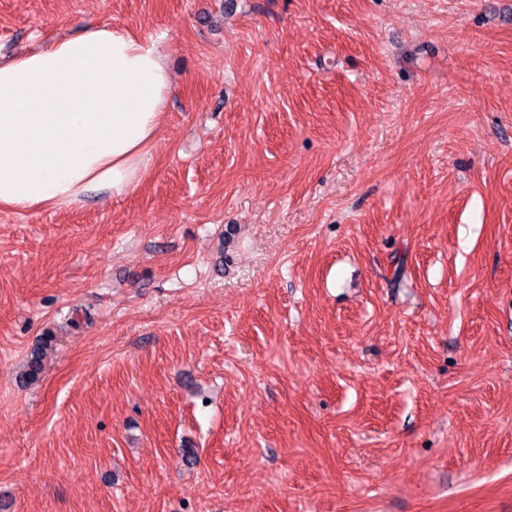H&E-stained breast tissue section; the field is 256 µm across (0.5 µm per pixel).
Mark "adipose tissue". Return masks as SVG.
Returning a JSON list of instances; mask_svg holds the SVG:
<instances>
[{"instance_id": "ef3b65f1", "label": "adipose tissue", "mask_w": 512, "mask_h": 512, "mask_svg": "<svg viewBox=\"0 0 512 512\" xmlns=\"http://www.w3.org/2000/svg\"><path fill=\"white\" fill-rule=\"evenodd\" d=\"M170 90L160 42L107 24L0 62V208L134 191Z\"/></svg>"}]
</instances>
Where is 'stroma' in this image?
Returning <instances> with one entry per match:
<instances>
[{
    "mask_svg": "<svg viewBox=\"0 0 512 512\" xmlns=\"http://www.w3.org/2000/svg\"><path fill=\"white\" fill-rule=\"evenodd\" d=\"M88 23L173 90L137 190L0 209V512H512V0H0V60Z\"/></svg>",
    "mask_w": 512,
    "mask_h": 512,
    "instance_id": "1",
    "label": "stroma"
}]
</instances>
